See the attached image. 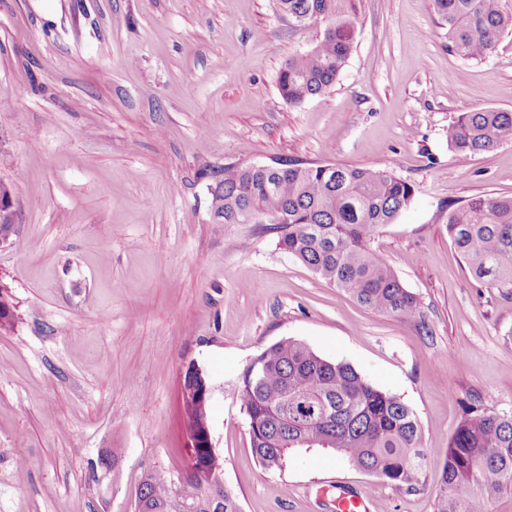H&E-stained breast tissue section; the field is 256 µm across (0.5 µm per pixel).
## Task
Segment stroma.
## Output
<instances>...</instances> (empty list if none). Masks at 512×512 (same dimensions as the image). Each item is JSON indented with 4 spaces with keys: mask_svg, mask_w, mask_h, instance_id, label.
Here are the masks:
<instances>
[{
    "mask_svg": "<svg viewBox=\"0 0 512 512\" xmlns=\"http://www.w3.org/2000/svg\"><path fill=\"white\" fill-rule=\"evenodd\" d=\"M358 7L336 84L291 105L279 73L321 28L295 27L278 0H0V180L20 225L0 246L18 313L0 334V512H134L144 474L185 468L192 367L242 512H331L338 491L369 512H434L459 422L512 410V288L476 281L448 235L449 208L512 197V143L464 159L448 146L459 113L512 111V31L465 59L432 0ZM275 160L387 167L414 185L371 246L421 319L317 278L273 225L214 223L206 171ZM285 338L415 409L417 490L329 449L259 464L239 390Z\"/></svg>",
    "mask_w": 512,
    "mask_h": 512,
    "instance_id": "obj_1",
    "label": "stroma"
}]
</instances>
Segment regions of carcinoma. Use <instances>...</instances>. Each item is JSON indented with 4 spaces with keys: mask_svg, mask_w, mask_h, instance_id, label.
Masks as SVG:
<instances>
[{
    "mask_svg": "<svg viewBox=\"0 0 512 512\" xmlns=\"http://www.w3.org/2000/svg\"><path fill=\"white\" fill-rule=\"evenodd\" d=\"M358 0H280L294 25L322 26L318 41L288 60L278 79L290 105L326 93L353 50ZM448 26V42L464 58L489 55L512 14L502 0H433ZM512 142V112H464L448 126L459 157ZM210 210L219 224H275L279 246L315 275L365 307L419 319L420 304L371 247L412 201L414 186L388 168L280 161L224 165L204 172ZM448 234L483 283L512 287V197L480 196L452 209ZM18 319L11 296L0 300V334ZM182 395L189 438L187 466L178 480L147 473L134 512H241L226 488L208 486L222 471L204 426L210 393L200 380ZM252 453L268 470H281L293 450L330 448L356 468L409 490L418 488L426 450L416 412L400 397L373 386L348 363L332 362L293 339L276 342L246 369L239 395ZM435 512H512V413L471 411L448 445Z\"/></svg>",
    "mask_w": 512,
    "mask_h": 512,
    "instance_id": "cac0c4a2",
    "label": "carcinoma"
}]
</instances>
